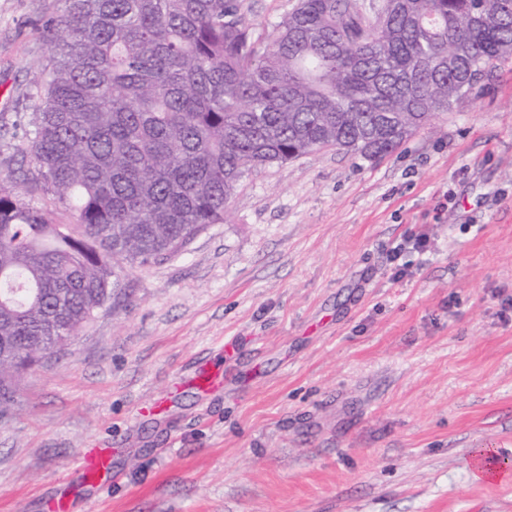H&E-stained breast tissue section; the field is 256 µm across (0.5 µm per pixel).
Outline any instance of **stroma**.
I'll return each mask as SVG.
<instances>
[{"label":"stroma","mask_w":512,"mask_h":512,"mask_svg":"<svg viewBox=\"0 0 512 512\" xmlns=\"http://www.w3.org/2000/svg\"><path fill=\"white\" fill-rule=\"evenodd\" d=\"M64 8L0 0V174L58 224L13 121ZM122 286L0 418V512H512V55L387 157L250 174L224 223ZM93 447L104 488L73 464ZM479 448L505 478L473 479Z\"/></svg>","instance_id":"1"}]
</instances>
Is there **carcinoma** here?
Masks as SVG:
<instances>
[{"instance_id": "obj_1", "label": "carcinoma", "mask_w": 512, "mask_h": 512, "mask_svg": "<svg viewBox=\"0 0 512 512\" xmlns=\"http://www.w3.org/2000/svg\"><path fill=\"white\" fill-rule=\"evenodd\" d=\"M64 2L20 151L76 223L0 177L1 416L123 265L224 223L246 175L325 148L386 156L512 54V0H297L263 37L238 0Z\"/></svg>"}]
</instances>
